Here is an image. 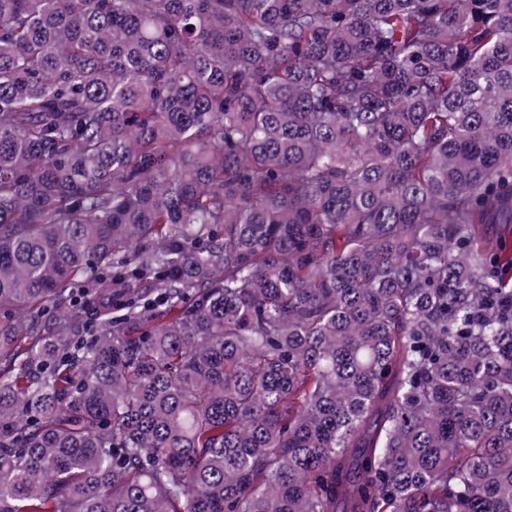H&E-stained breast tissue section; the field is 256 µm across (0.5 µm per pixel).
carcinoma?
Wrapping results in <instances>:
<instances>
[{"mask_svg": "<svg viewBox=\"0 0 512 512\" xmlns=\"http://www.w3.org/2000/svg\"><path fill=\"white\" fill-rule=\"evenodd\" d=\"M488 224L512 0H0V512H512Z\"/></svg>", "mask_w": 512, "mask_h": 512, "instance_id": "obj_1", "label": "carcinoma"}]
</instances>
